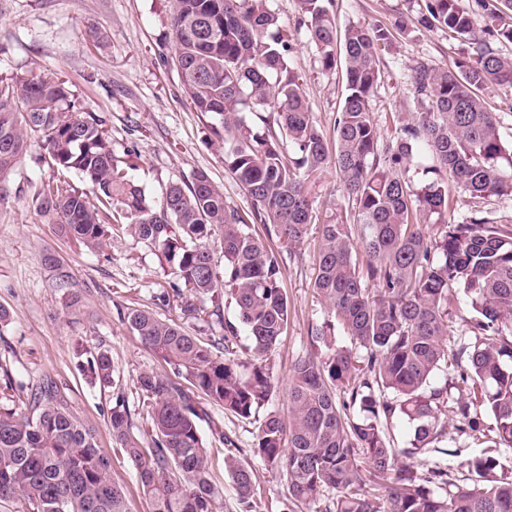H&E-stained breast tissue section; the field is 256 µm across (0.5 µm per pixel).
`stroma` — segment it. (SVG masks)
Here are the masks:
<instances>
[{
  "mask_svg": "<svg viewBox=\"0 0 512 512\" xmlns=\"http://www.w3.org/2000/svg\"><path fill=\"white\" fill-rule=\"evenodd\" d=\"M281 23L294 29L296 48L289 64L307 83L314 118L332 130L344 92L341 73L322 70L306 30L298 29L295 0H270ZM169 0H0V74L31 75L57 71L72 84L84 105L105 118L112 130V149L140 154L135 173L154 198L172 181H191L206 170L225 200L245 210L251 205L224 168V154L214 145L210 118L185 102L171 55ZM338 29L353 24L390 23L414 17L409 0H335ZM470 45L439 30L416 25L396 33L381 59L382 79L370 101L381 140L395 133L391 115L407 111L413 96L412 76L421 64L442 66L467 55ZM51 168L38 145H31L14 174L19 194L0 203V365L12 376L15 402L53 382L70 410L92 428L99 447L112 457V478L123 486L131 512H151L136 471L112 438L110 415L116 392H123L132 414V432L148 426V404L134 384L144 370L169 374L170 368L144 346L130 329L129 308L155 309L164 320L190 325L180 301L155 307L153 298L165 286L155 255L132 238L121 236L104 252L79 246L41 214L34 194ZM320 212L344 214L348 202L335 169L309 184ZM316 240L308 238L301 253L286 257L283 288L290 303L288 333L273 354L278 390L271 406L287 411L285 388L297 359L310 351V329L327 317L313 292ZM58 258L48 264L47 255ZM67 286H60V276ZM79 294V308L69 305ZM105 351L115 366L114 386L91 385L77 344Z\"/></svg>",
  "mask_w": 512,
  "mask_h": 512,
  "instance_id": "obj_1",
  "label": "stroma"
}]
</instances>
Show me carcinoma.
Here are the masks:
<instances>
[{"label":"carcinoma","mask_w":512,"mask_h":512,"mask_svg":"<svg viewBox=\"0 0 512 512\" xmlns=\"http://www.w3.org/2000/svg\"><path fill=\"white\" fill-rule=\"evenodd\" d=\"M333 6L296 0L321 68L344 76L331 152L304 78L289 65L295 34L267 0H170L171 64L190 107L216 121L224 167L251 198L248 210L229 205L204 170L168 184L155 201L133 175L134 153L112 152L105 120L55 72L0 77V202L36 143L52 170L35 198L40 212L90 251L110 246L116 230L156 252L168 277L157 304L180 299L211 334L138 308L126 316L130 328L226 412L249 420L265 411L254 447L224 449L242 512H253L256 491L247 455L284 481L283 512L311 503L317 512H512V471L496 456L512 448V224L489 207L512 192V149L485 98L512 87V55L476 36L482 23L483 33L512 43V0H480L479 15L465 0H421L417 22L473 41L474 54L449 67L417 66L415 111L402 114L383 145L370 101L391 31L351 25L340 34ZM245 112L258 113V123L248 125ZM420 151L435 178L416 188L406 171ZM330 166L348 210L321 221L306 183ZM452 184L469 195V216L458 224L447 218ZM318 222L314 291L329 319L311 327L316 352L292 368L285 419L267 409L272 355L289 324L282 259L251 226L272 227L290 253ZM426 224L439 225L432 241ZM453 289L469 300L466 338L453 334ZM226 305L237 322L224 319ZM241 327L250 339L245 361L233 347ZM337 327L355 349L333 347ZM76 351L88 355L92 383L114 382L107 353ZM136 386L149 400V447L131 435L120 393L110 425L153 512H217L221 492L200 430L207 410L169 377L142 371ZM395 419L414 425L411 446L389 436ZM480 438L486 448L466 453ZM429 452L463 457V478L409 463ZM110 471V456L53 383L27 395L25 413L0 403V501H14L16 512H129Z\"/></svg>","instance_id":"carcinoma-1"}]
</instances>
